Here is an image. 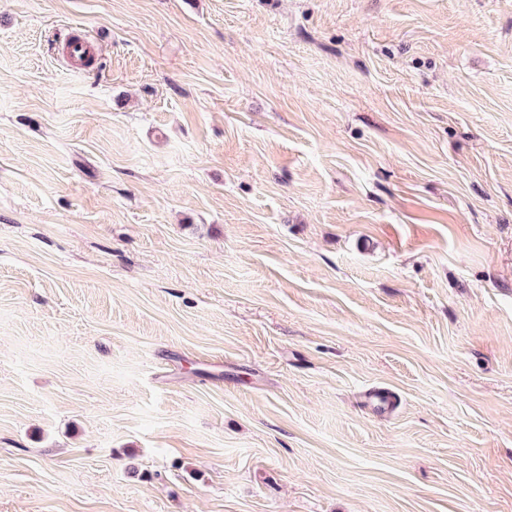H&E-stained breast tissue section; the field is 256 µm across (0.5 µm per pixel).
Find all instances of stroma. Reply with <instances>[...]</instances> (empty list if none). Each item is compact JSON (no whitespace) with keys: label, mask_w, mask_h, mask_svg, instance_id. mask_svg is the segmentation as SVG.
<instances>
[{"label":"stroma","mask_w":512,"mask_h":512,"mask_svg":"<svg viewBox=\"0 0 512 512\" xmlns=\"http://www.w3.org/2000/svg\"><path fill=\"white\" fill-rule=\"evenodd\" d=\"M0 512H512V0H0Z\"/></svg>","instance_id":"1"}]
</instances>
